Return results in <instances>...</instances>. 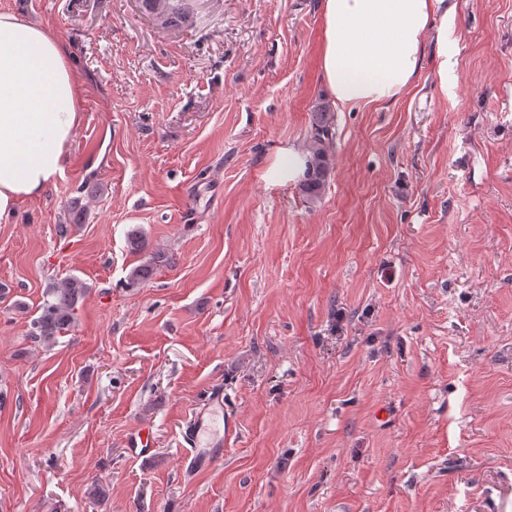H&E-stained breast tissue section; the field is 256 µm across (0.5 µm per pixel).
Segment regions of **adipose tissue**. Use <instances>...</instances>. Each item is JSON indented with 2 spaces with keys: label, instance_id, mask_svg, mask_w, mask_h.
<instances>
[{
  "label": "adipose tissue",
  "instance_id": "ef3b65f1",
  "mask_svg": "<svg viewBox=\"0 0 512 512\" xmlns=\"http://www.w3.org/2000/svg\"><path fill=\"white\" fill-rule=\"evenodd\" d=\"M453 0H322L320 70L334 105L382 104L401 98L417 73L423 45L448 43L435 18ZM81 87L57 35L0 12V223L17 204L45 194L68 159L81 120ZM306 158L278 146L263 175L283 187L302 177Z\"/></svg>",
  "mask_w": 512,
  "mask_h": 512
}]
</instances>
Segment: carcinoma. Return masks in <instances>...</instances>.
<instances>
[{
    "mask_svg": "<svg viewBox=\"0 0 512 512\" xmlns=\"http://www.w3.org/2000/svg\"><path fill=\"white\" fill-rule=\"evenodd\" d=\"M143 7L152 14L163 16V23L171 25L186 18L184 0H142ZM334 114L324 106H315L311 112V136L306 148L308 168L299 181L303 197L313 203L325 192L328 179V153L333 139ZM127 248L143 259L133 266L127 276L126 287L138 288L148 281L154 269L165 262L159 251L147 252V238L140 226L131 227L126 234ZM89 286L80 277L70 274L52 284L45 293L38 316L30 323V338L42 344H51L76 322V311L88 295Z\"/></svg>",
    "mask_w": 512,
    "mask_h": 512,
    "instance_id": "obj_1",
    "label": "carcinoma"
}]
</instances>
